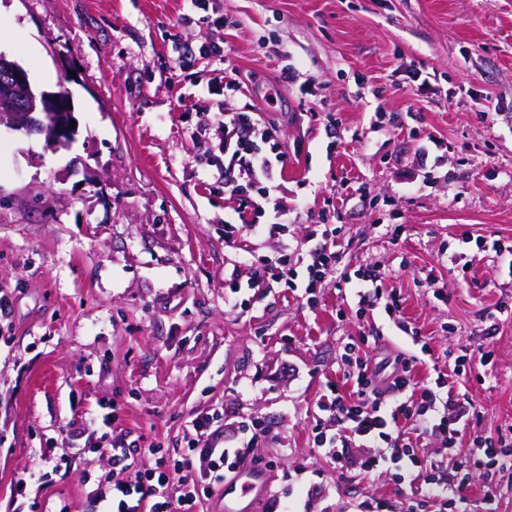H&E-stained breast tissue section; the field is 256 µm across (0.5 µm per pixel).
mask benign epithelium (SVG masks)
I'll list each match as a JSON object with an SVG mask.
<instances>
[{"label": "benign epithelium", "mask_w": 512, "mask_h": 512, "mask_svg": "<svg viewBox=\"0 0 512 512\" xmlns=\"http://www.w3.org/2000/svg\"><path fill=\"white\" fill-rule=\"evenodd\" d=\"M72 119L67 89L35 92L27 72L0 53V127L41 135L54 150L66 148L74 140L78 127L70 126Z\"/></svg>", "instance_id": "benign-epithelium-1"}]
</instances>
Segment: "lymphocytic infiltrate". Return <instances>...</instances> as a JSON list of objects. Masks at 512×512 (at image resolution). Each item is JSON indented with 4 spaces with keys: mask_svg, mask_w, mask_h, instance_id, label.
I'll return each mask as SVG.
<instances>
[{
    "mask_svg": "<svg viewBox=\"0 0 512 512\" xmlns=\"http://www.w3.org/2000/svg\"><path fill=\"white\" fill-rule=\"evenodd\" d=\"M215 120L224 127L213 163L220 168L227 191L242 195L238 221L224 227L229 244L272 237L288 229V209L280 198L277 167L288 152L269 127L249 112L219 111ZM319 244L307 254L306 291L337 279L340 253L338 228L320 222L311 233ZM368 337L349 340L341 360L349 391L332 388L317 407L326 420L317 422L313 443L318 454L333 460L340 472L391 474L399 504L375 499L361 502L359 512H466L463 490L469 465L512 469V441L475 437L469 465L454 468L429 460L417 450L418 438L442 436L449 452H456L467 429L470 401L466 394H444L431 385H417L413 358L395 357L392 371L360 357ZM222 413H206L192 422L186 447L151 449L153 466L139 470L134 481H118L105 474L94 481L92 496L103 512H200L215 485L233 474L240 462L253 458L254 447L265 434L262 422L237 428L236 445L221 448L212 440Z\"/></svg>",
    "mask_w": 512,
    "mask_h": 512,
    "instance_id": "f902f5d3",
    "label": "lymphocytic infiltrate"
}]
</instances>
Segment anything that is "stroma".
<instances>
[{
	"label": "stroma",
	"mask_w": 512,
	"mask_h": 512,
	"mask_svg": "<svg viewBox=\"0 0 512 512\" xmlns=\"http://www.w3.org/2000/svg\"><path fill=\"white\" fill-rule=\"evenodd\" d=\"M221 24H184L191 0H0L13 31L0 53L39 91L67 87L78 134L69 148L0 130V512H97L86 474L112 469L103 439L182 448L196 416L257 420L254 450L295 512H353L399 499L385 474L340 473L313 452L318 399L343 380L357 335L331 285L306 296L253 266L308 251L314 221L340 226L341 273L371 264L398 294L399 319L368 325L389 353L419 356L417 381L443 376L472 403L473 436L512 437V270L477 241L512 247V0H215ZM215 41L228 61L179 70L178 51ZM233 69L228 111L254 112L288 147L277 175L295 215L251 258L224 240L238 196L208 166L221 124L213 81ZM290 73L284 83L282 73ZM336 128H328V118ZM447 145L427 178L405 183L426 134ZM401 225L392 241L389 226ZM464 254L462 266L442 254ZM434 271L446 300L425 281ZM247 306H226L224 284ZM433 350L422 354L406 328ZM468 346L456 374L446 350ZM493 363L482 366V352ZM292 366L294 377L284 376ZM118 417L99 418L110 403ZM71 457L43 493L14 496L45 457ZM512 512V473L471 471V512L488 486Z\"/></svg>",
	"instance_id": "1"
}]
</instances>
